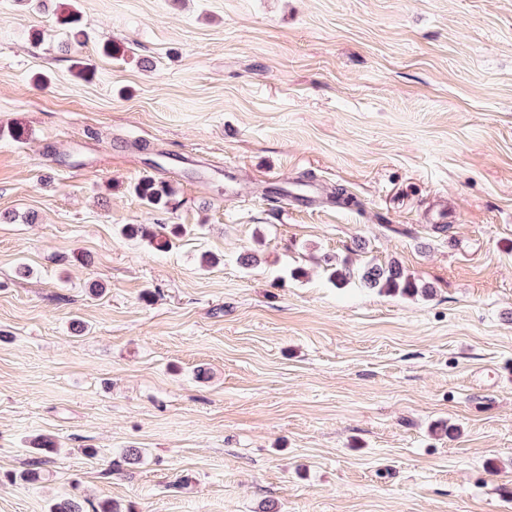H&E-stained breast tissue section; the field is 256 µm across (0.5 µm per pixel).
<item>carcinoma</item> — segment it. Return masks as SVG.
<instances>
[{"mask_svg": "<svg viewBox=\"0 0 512 512\" xmlns=\"http://www.w3.org/2000/svg\"><path fill=\"white\" fill-rule=\"evenodd\" d=\"M56 23L68 36V43L76 42L80 28V18L76 13L62 10L56 14ZM135 192L151 210L165 208L170 196L167 183L151 176L142 178L135 185ZM124 232L129 236H140L159 248L168 245L166 226L163 224H129L124 228ZM355 277L367 288H380L410 295L421 294L426 297L432 293L430 286L420 284L406 275L395 260L384 265L369 263L360 269L353 268L346 262L337 263L329 268V279L338 286L347 284ZM51 512H84V504L76 497H66L57 500L51 506Z\"/></svg>", "mask_w": 512, "mask_h": 512, "instance_id": "carcinoma-1", "label": "carcinoma"}]
</instances>
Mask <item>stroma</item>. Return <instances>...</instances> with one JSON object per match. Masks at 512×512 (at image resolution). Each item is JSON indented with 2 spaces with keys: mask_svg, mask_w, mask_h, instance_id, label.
<instances>
[{
  "mask_svg": "<svg viewBox=\"0 0 512 512\" xmlns=\"http://www.w3.org/2000/svg\"><path fill=\"white\" fill-rule=\"evenodd\" d=\"M0 126V512H512V0H0ZM134 189L151 210H161L168 203L170 192L165 181L146 176L135 185ZM124 232L129 236L139 235L143 239H147L151 245L155 244L159 248L168 245L165 224H129L124 228ZM334 266V267H333ZM329 279L336 286H344L351 279L357 277L366 288H380L389 292H401L410 295L421 294L429 297L432 288L420 284L410 276L405 275L397 261L387 264L368 263L360 269L351 267L347 262L341 264H327Z\"/></svg>",
  "mask_w": 512,
  "mask_h": 512,
  "instance_id": "35a3bbf8",
  "label": "stroma"
}]
</instances>
